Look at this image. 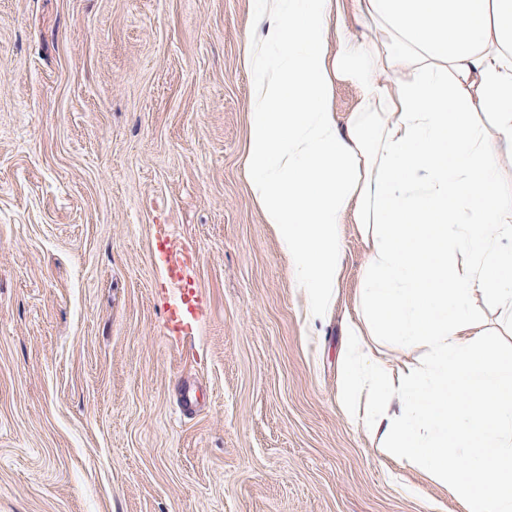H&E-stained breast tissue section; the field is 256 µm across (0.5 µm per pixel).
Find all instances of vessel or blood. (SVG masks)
<instances>
[{
    "label": "vessel or blood",
    "mask_w": 512,
    "mask_h": 512,
    "mask_svg": "<svg viewBox=\"0 0 512 512\" xmlns=\"http://www.w3.org/2000/svg\"><path fill=\"white\" fill-rule=\"evenodd\" d=\"M196 263V258L182 247L165 251L166 283L174 288L177 296L176 301L166 308L165 326L169 335L190 334L195 323L205 314V308L193 287L192 273Z\"/></svg>",
    "instance_id": "vessel-or-blood-1"
}]
</instances>
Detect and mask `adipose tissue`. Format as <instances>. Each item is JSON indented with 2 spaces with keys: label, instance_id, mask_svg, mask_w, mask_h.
I'll use <instances>...</instances> for the list:
<instances>
[{
  "label": "adipose tissue",
  "instance_id": "obj_1",
  "mask_svg": "<svg viewBox=\"0 0 512 512\" xmlns=\"http://www.w3.org/2000/svg\"><path fill=\"white\" fill-rule=\"evenodd\" d=\"M376 39L330 38L341 0H251L244 170L316 327L340 286V228L368 261L337 398L382 459L467 512H512V0H354ZM357 90L346 121L337 79ZM421 345L392 368L372 347Z\"/></svg>",
  "mask_w": 512,
  "mask_h": 512
}]
</instances>
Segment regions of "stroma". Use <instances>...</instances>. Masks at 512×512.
<instances>
[{"mask_svg":"<svg viewBox=\"0 0 512 512\" xmlns=\"http://www.w3.org/2000/svg\"><path fill=\"white\" fill-rule=\"evenodd\" d=\"M249 0H0V512H465L336 400L243 169ZM205 316L165 333L155 228Z\"/></svg>","mask_w":512,"mask_h":512,"instance_id":"35a3bbf8","label":"stroma"}]
</instances>
